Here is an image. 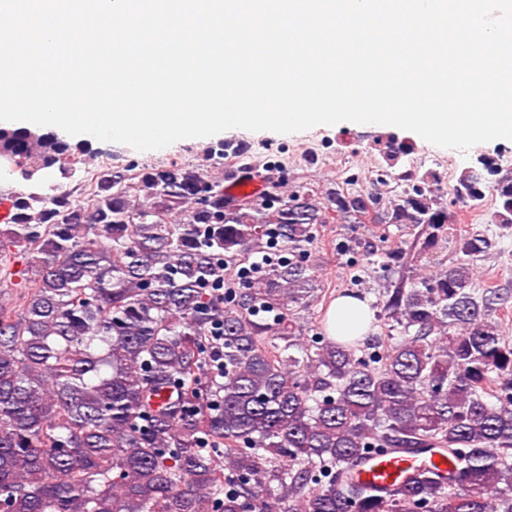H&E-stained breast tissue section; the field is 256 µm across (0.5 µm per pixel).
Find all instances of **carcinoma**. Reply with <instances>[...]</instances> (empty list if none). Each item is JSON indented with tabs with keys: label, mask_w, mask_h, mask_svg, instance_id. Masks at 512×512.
<instances>
[{
	"label": "carcinoma",
	"mask_w": 512,
	"mask_h": 512,
	"mask_svg": "<svg viewBox=\"0 0 512 512\" xmlns=\"http://www.w3.org/2000/svg\"><path fill=\"white\" fill-rule=\"evenodd\" d=\"M4 137L0 167L27 181L84 172L68 190L13 193L0 232L9 512H512V341L495 319L509 296L472 287L494 240L464 236L465 259L393 289L399 336L373 353L308 335L294 312L314 291L307 258L326 211L355 219L378 196L322 202L298 189L257 205L178 162L91 169L99 152L87 144L24 128ZM488 189L511 228L512 174L491 157L460 172L454 201ZM448 222L435 175L409 177L385 223L420 226L424 239L389 258L423 255ZM274 245L288 258L226 287ZM20 276L15 303L5 289ZM383 453L459 467L412 469L379 498L354 467Z\"/></svg>",
	"instance_id": "carcinoma-1"
}]
</instances>
